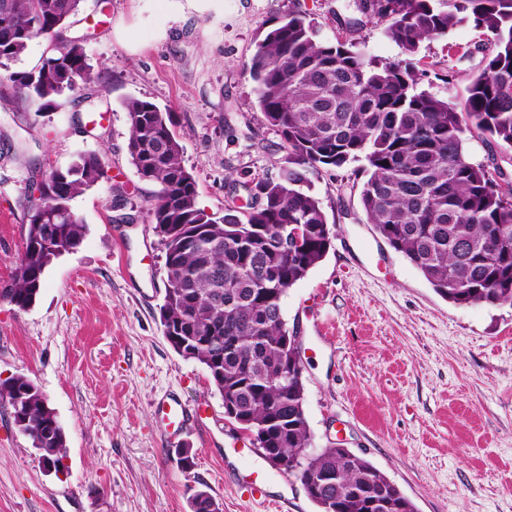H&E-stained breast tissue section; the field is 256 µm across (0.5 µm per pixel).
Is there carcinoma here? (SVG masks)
<instances>
[{
	"mask_svg": "<svg viewBox=\"0 0 512 512\" xmlns=\"http://www.w3.org/2000/svg\"><path fill=\"white\" fill-rule=\"evenodd\" d=\"M81 0H0V85H9L36 112L58 108L72 75L91 65L83 49L62 50ZM359 10L386 21L387 39L406 59L380 64L357 43L318 39L307 14L292 11L255 44L246 70L255 82L266 124L279 133L289 166L275 179L242 184L247 211L236 204L215 218L197 203L196 180L183 159L172 113L128 98V154L139 177L158 186L152 224L165 257L167 280L160 320L176 353L213 369L210 380L234 402L243 429L266 436L264 447L288 461L307 497L316 479L332 473L335 512H364L355 497L384 486L388 512H417L415 504L368 460L323 448L307 456L312 435L303 379L291 371L282 299L330 250L333 236L319 200L305 188L307 173L362 162L360 192L369 223L433 286L456 305H512V184L501 172L469 161L467 136L512 146V0H360ZM471 23L485 36L470 76L463 111L418 89L412 56L420 41ZM47 48L31 69L18 64L29 42ZM108 179L94 152L78 155L41 180V195L24 200L26 245L12 285L0 296L24 310L36 300L52 261L77 248L86 225L71 201ZM304 230L302 246L283 245L288 225ZM26 398L20 429L43 462L62 467V428L49 441L54 416L25 377L0 381V402Z\"/></svg>",
	"mask_w": 512,
	"mask_h": 512,
	"instance_id": "obj_1",
	"label": "carcinoma"
}]
</instances>
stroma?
<instances>
[{
  "label": "stroma",
  "mask_w": 512,
  "mask_h": 512,
  "mask_svg": "<svg viewBox=\"0 0 512 512\" xmlns=\"http://www.w3.org/2000/svg\"><path fill=\"white\" fill-rule=\"evenodd\" d=\"M359 0H84L72 34L86 35L92 78L65 105L34 112L0 86V289L25 248V179L80 153L110 176L71 205L82 243L47 268L36 302L0 300V380L23 376L44 395L66 440L62 470L0 404V512H191L207 491L222 512H318L295 477L263 460L198 362L166 340L159 306L164 254L149 204L157 187L129 161L122 103L168 109L197 184L220 217L243 175L276 176L287 161L257 104L246 65L256 39L289 12L320 39H350L384 63L401 60L385 23ZM361 18L346 31L341 23ZM473 26L420 42L419 87L463 104L481 43ZM357 165L310 172L333 230L326 258L289 288L283 317L303 336L305 414L315 447L368 459L418 512H512V305L457 306L374 230ZM172 394L201 409L199 428L167 439L152 404ZM194 464L178 467L175 451ZM260 489L263 502L252 501Z\"/></svg>",
  "instance_id": "stroma-1"
}]
</instances>
